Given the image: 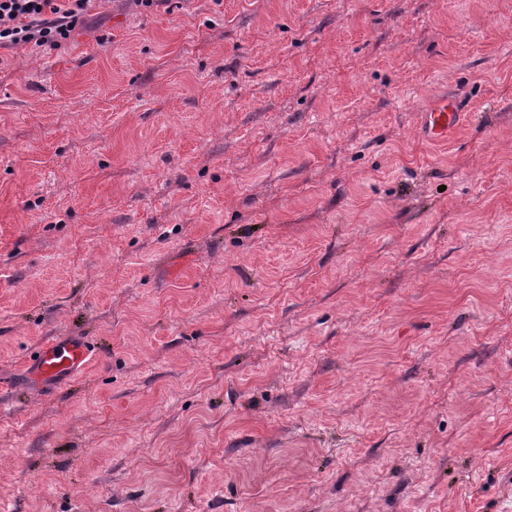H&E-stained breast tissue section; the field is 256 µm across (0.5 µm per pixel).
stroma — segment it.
Masks as SVG:
<instances>
[{
  "label": "stroma",
  "mask_w": 512,
  "mask_h": 512,
  "mask_svg": "<svg viewBox=\"0 0 512 512\" xmlns=\"http://www.w3.org/2000/svg\"><path fill=\"white\" fill-rule=\"evenodd\" d=\"M68 336L0 512H512V0H101L1 48L0 387ZM465 108L462 102L448 94L436 97L420 115V130L431 143H445L459 128ZM91 351L82 339H59L42 346L32 359L29 392L62 384L85 368Z\"/></svg>",
  "instance_id": "1"
}]
</instances>
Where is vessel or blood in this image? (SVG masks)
<instances>
[{
    "instance_id": "b4317fda",
    "label": "vessel or blood",
    "mask_w": 512,
    "mask_h": 512,
    "mask_svg": "<svg viewBox=\"0 0 512 512\" xmlns=\"http://www.w3.org/2000/svg\"><path fill=\"white\" fill-rule=\"evenodd\" d=\"M464 114L459 99L440 95L421 113V133L429 142H447L459 128ZM90 355L87 342L81 339H59L42 346L31 361L28 391L38 392L69 380L85 368Z\"/></svg>"
}]
</instances>
